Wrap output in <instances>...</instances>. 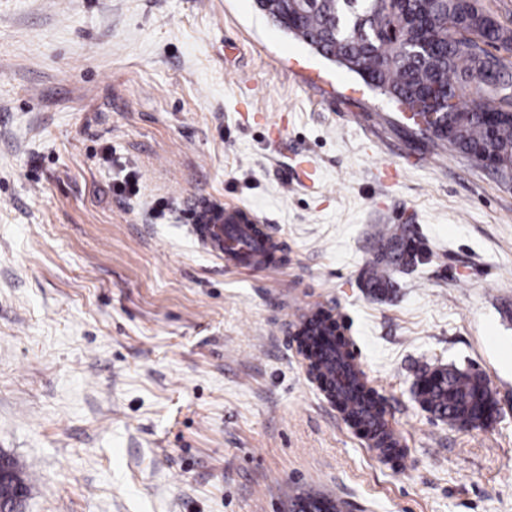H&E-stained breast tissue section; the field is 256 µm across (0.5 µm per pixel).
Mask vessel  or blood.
<instances>
[{"label":"vessel or blood","instance_id":"b4317fda","mask_svg":"<svg viewBox=\"0 0 512 512\" xmlns=\"http://www.w3.org/2000/svg\"><path fill=\"white\" fill-rule=\"evenodd\" d=\"M239 207L215 206L194 202L186 210V220L200 243L221 254L226 267L260 270L269 267L273 258L268 251L269 235H256L252 220L240 217ZM346 351L323 345L318 355L320 362L329 364V380L335 390L347 383L345 372Z\"/></svg>","mask_w":512,"mask_h":512}]
</instances>
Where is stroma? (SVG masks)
<instances>
[{
	"label": "stroma",
	"mask_w": 512,
	"mask_h": 512,
	"mask_svg": "<svg viewBox=\"0 0 512 512\" xmlns=\"http://www.w3.org/2000/svg\"><path fill=\"white\" fill-rule=\"evenodd\" d=\"M193 201L266 224L278 268L225 269ZM392 224L432 260L380 298ZM318 308L403 456L310 375ZM436 367L487 378L490 425L423 409ZM0 455L22 512H512V183L255 0H0ZM306 324L315 326V329L313 328L312 330L308 331L306 335H308L310 332L313 333V335H315L317 330H323L328 335H334V331L336 330V332H338L340 335L329 337L336 339V345L344 346L347 344V340L343 332L341 331V325L339 324L337 319L336 322L333 320L331 313L329 311H324L321 309L317 310L303 322V325ZM1 458H3L1 456ZM0 458V459H1ZM4 459V458H3ZM7 462V465L11 471L12 478L9 483L5 484L0 482V501L2 502H10L15 497V490L17 487H21L17 490V497L15 498V504L12 505V503L3 505L0 503V512H17L18 506L17 504L24 498L25 491L22 489L24 488L26 490L27 483L25 478L22 476L21 472L16 466V463L13 459H4Z\"/></svg>",
	"instance_id": "stroma-1"
}]
</instances>
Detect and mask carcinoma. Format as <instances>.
<instances>
[{"instance_id":"1","label":"carcinoma","mask_w":512,"mask_h":512,"mask_svg":"<svg viewBox=\"0 0 512 512\" xmlns=\"http://www.w3.org/2000/svg\"><path fill=\"white\" fill-rule=\"evenodd\" d=\"M272 23L327 60L357 74L426 126L436 148L487 160L512 180V29L485 0H256ZM432 253L417 245L410 225L393 224L378 238L367 285L375 296L392 292L388 271L415 269ZM305 323L347 340L331 313L318 310ZM353 400L383 415L381 398L363 373L352 370ZM416 388L424 408L451 425L478 427L494 401L487 379L446 368L427 370ZM12 478L0 482V501L27 488L14 460Z\"/></svg>"}]
</instances>
